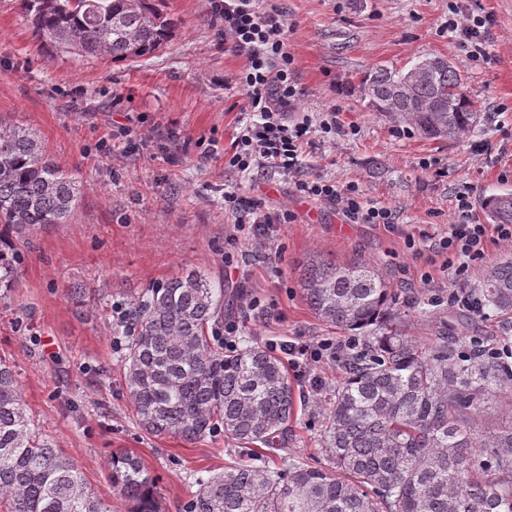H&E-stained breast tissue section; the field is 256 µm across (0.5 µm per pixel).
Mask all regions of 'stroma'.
Masks as SVG:
<instances>
[{"instance_id": "35a3bbf8", "label": "stroma", "mask_w": 512, "mask_h": 512, "mask_svg": "<svg viewBox=\"0 0 512 512\" xmlns=\"http://www.w3.org/2000/svg\"><path fill=\"white\" fill-rule=\"evenodd\" d=\"M265 2L292 28L288 50L306 91L300 112L332 109L341 125L356 129L334 140L314 135L306 171L358 183L365 200L396 213L398 232L349 223L339 205L297 194L286 174L267 169L247 178L225 167L244 97L224 79L246 61L225 51L208 0H164L163 10L179 22L173 37L153 54L123 62L40 46L14 0H0V115L39 131L52 159L83 185L69 223L28 237L16 290L0 303V355L12 360L39 431L106 501L112 449L136 453L167 512H176L192 472L223 471L235 446L222 435L187 443L138 427L108 328L112 313L99 296L134 294L194 269L223 280L238 299L230 316L237 343L342 340L345 332L309 310L299 271L315 255L341 264L360 257L388 276L407 334L424 342L435 325L420 302L434 301L449 331L458 328L445 257L433 248L448 230L455 194L466 188L479 200L512 191V0H480L494 19L486 62L469 61L449 36L448 0ZM434 56L456 68L479 114L457 140L403 130L358 92L362 74L375 66L400 69ZM129 112L141 118L131 132ZM237 188L291 213L267 247L236 235L225 214L224 194ZM424 271L433 274V287H420ZM73 286L85 290L81 303L69 295ZM251 298L260 300V312L245 307ZM318 372L321 390L295 385L305 400L288 440L310 462L322 457L329 394L340 378L334 368Z\"/></svg>"}]
</instances>
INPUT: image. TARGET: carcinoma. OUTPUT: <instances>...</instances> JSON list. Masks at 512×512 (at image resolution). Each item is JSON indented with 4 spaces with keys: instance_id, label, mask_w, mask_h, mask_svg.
Segmentation results:
<instances>
[{
    "instance_id": "carcinoma-1",
    "label": "carcinoma",
    "mask_w": 512,
    "mask_h": 512,
    "mask_svg": "<svg viewBox=\"0 0 512 512\" xmlns=\"http://www.w3.org/2000/svg\"><path fill=\"white\" fill-rule=\"evenodd\" d=\"M35 39L88 59L150 55L178 21L158 0H16ZM406 69L377 66L372 111L411 123L427 139H458L478 119L451 65L399 92ZM82 185L47 155L39 132L0 118V302L11 293L34 229L66 224ZM481 206L512 224V192ZM303 298L323 323L363 330L337 359L322 463L285 449L296 393L282 360L252 342L224 349V282L191 270L122 302L112 335L124 339L126 395L137 425L194 442L216 433L240 458L221 473L195 472L178 512H512V419L481 420L512 404V336L404 333L396 293L374 265L313 260L300 273ZM468 310L512 316V257L486 271ZM264 446L269 454L257 455ZM114 499L127 512H163L156 479L136 454L112 451ZM0 512H118L87 487L63 449L36 430L14 366L0 357Z\"/></svg>"
}]
</instances>
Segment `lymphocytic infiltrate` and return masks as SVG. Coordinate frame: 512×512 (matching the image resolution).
<instances>
[{
  "mask_svg": "<svg viewBox=\"0 0 512 512\" xmlns=\"http://www.w3.org/2000/svg\"><path fill=\"white\" fill-rule=\"evenodd\" d=\"M210 13L220 23L225 50L245 57V68L225 77V86L241 91L244 104L240 112L241 130L234 152L227 160L230 167L248 175L255 168L271 162L282 171L297 174V191L314 200L341 204L344 215L354 224H377L386 231L397 230L396 214L387 207L367 204L357 183L339 184L322 176H300L302 145L311 124L322 133L342 135L335 112L303 115L301 120L288 117L301 101L304 90L294 75V58L288 50L291 32L282 11L262 7L260 0H210ZM490 15L480 12L475 0H448V31L453 34L467 57L488 60L485 32ZM224 208L235 217L238 227H249L254 240H270L281 225L290 223L287 210L268 211L258 198L237 192L224 194ZM474 201L469 190L455 197L452 224L447 236L437 243L446 254L445 269L451 270V281L465 289L478 263L486 258L489 237L512 244V224H480L474 221ZM356 337L343 341L320 339L312 342L284 341L282 350L301 377H310L313 388H321L323 379L315 368L323 362H335L338 355L357 346Z\"/></svg>",
  "mask_w": 512,
  "mask_h": 512,
  "instance_id": "lymphocytic-infiltrate-1",
  "label": "lymphocytic infiltrate"
}]
</instances>
